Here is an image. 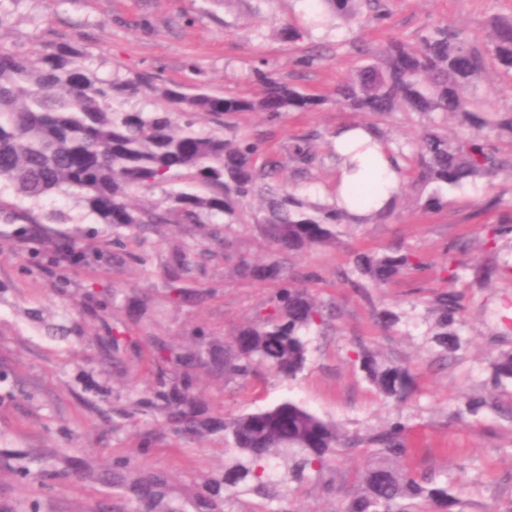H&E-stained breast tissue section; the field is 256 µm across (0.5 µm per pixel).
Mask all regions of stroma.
Here are the masks:
<instances>
[{
  "instance_id": "1",
  "label": "stroma",
  "mask_w": 512,
  "mask_h": 512,
  "mask_svg": "<svg viewBox=\"0 0 512 512\" xmlns=\"http://www.w3.org/2000/svg\"><path fill=\"white\" fill-rule=\"evenodd\" d=\"M311 6V0H15L0 27V48L27 57L73 42L101 77L148 74L189 93L203 80L216 95L256 94L252 70L258 67L328 94L366 63L352 41L374 47L393 38L409 41L430 21L465 28L481 40L492 17L512 16V0H389L383 28L362 29L341 18L334 27L314 28ZM286 23L301 30L299 40L281 37ZM314 51L321 55L314 67H298V59ZM233 124L263 141L280 163L279 179L288 183L294 180L290 146L317 132L311 185L319 189L336 172L329 153L341 126L373 125L405 141L419 132L421 119L408 112L356 114L330 102L276 120L243 112ZM497 198L512 204V171L449 190L442 208L426 212L406 203L386 223L342 224L335 240L283 256L290 276L314 274L309 287L334 316L324 334L313 335L309 363L297 378L261 369L228 380L198 369L196 392L207 415L219 421L289 397L351 434L398 416L409 427L407 465L423 474L447 473L459 488L458 512H507L512 422L464 409L467 398L489 395L512 408V384L496 389L490 382L493 360L512 351V277L483 274L512 259V235L491 249L484 244L486 225L500 217L485 204ZM22 206L39 214L64 211L68 221L57 230L79 237L85 258L58 283L36 263L40 231L0 218V369L9 374L0 383V512H140L132 493L84 475L79 461L87 457L130 459L164 475L172 497L199 491L215 499L218 512H263L256 496L225 499L223 433L186 438L159 411L119 415L148 397L160 369L157 343L188 342L201 331L224 343L274 294L275 284L249 283L234 272L240 260L267 257L259 225L220 228L231 247L203 257L204 240L191 225L159 226L136 241L128 229L95 223L60 195ZM456 243L466 246L472 263L451 284L442 267ZM176 244L191 252L182 284L202 296L171 304L151 286L164 277ZM396 247L421 253L427 269L379 288L352 276L357 253ZM449 288L462 294L465 312L461 345L445 353L429 341V306ZM147 294L153 306L138 314L134 301ZM106 299L107 311L94 309V301ZM380 309L397 313L399 323L379 326L374 313ZM113 329L130 333L132 341L110 353L104 341ZM362 345L411 370L416 390L410 399L385 402L362 377L354 364ZM363 464L362 457L341 455L320 479L289 484L286 512H337L347 479ZM23 467L31 475L17 479Z\"/></svg>"
}]
</instances>
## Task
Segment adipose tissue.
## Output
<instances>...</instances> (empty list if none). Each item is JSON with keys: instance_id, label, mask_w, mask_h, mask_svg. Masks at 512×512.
I'll list each match as a JSON object with an SVG mask.
<instances>
[{"instance_id": "adipose-tissue-1", "label": "adipose tissue", "mask_w": 512, "mask_h": 512, "mask_svg": "<svg viewBox=\"0 0 512 512\" xmlns=\"http://www.w3.org/2000/svg\"><path fill=\"white\" fill-rule=\"evenodd\" d=\"M334 146L345 160L326 192L328 201L357 218L388 207L403 175L387 145L370 128L356 125L339 129Z\"/></svg>"}]
</instances>
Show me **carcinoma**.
<instances>
[{"label": "carcinoma", "instance_id": "cac0c4a2", "mask_svg": "<svg viewBox=\"0 0 512 512\" xmlns=\"http://www.w3.org/2000/svg\"><path fill=\"white\" fill-rule=\"evenodd\" d=\"M337 17L360 15L377 24L389 19L385 0H323ZM82 49L62 44L50 53L19 58L0 49V190L40 200L54 194L76 198L99 224L137 234L160 224H243L262 226L270 248L300 252L336 237V225L347 215L336 207L311 201L298 187L274 180L279 167L265 156L260 140L240 135L230 119L241 112H261L278 119L288 112H309L333 100L350 112L386 115L414 112L424 126L413 143L416 161L412 198L424 210L445 203V191L467 181L512 169L493 139H512V109H490L479 95L478 81L488 66L512 75V18L489 21L484 41L446 23L424 24L409 43L389 40L373 62L336 85L330 95L308 94L272 73L255 69L260 92L218 96L198 88L188 94L177 83L151 77L102 79L86 68ZM466 133L454 138L442 130L448 116ZM205 119L211 127L196 128ZM309 136L295 143L290 157L297 177H307L315 156ZM161 189L156 202L135 203L145 190ZM254 201L260 207L248 211ZM0 213L22 214L28 224H64L67 216L42 217L23 210L0 194ZM485 242L494 244L512 232V213L485 225ZM84 254L75 238L47 255L56 266L78 263ZM356 270L379 288L407 270H424L423 258L407 249L359 253ZM188 254L177 248L173 271L162 283L166 296L185 299L180 275ZM467 269L459 250L448 248L443 271L455 282ZM240 278L276 282V295L254 320L236 330L220 351L200 335L188 347L164 343L162 361L172 367L175 382L161 373L151 389L179 433L211 429L193 394L195 369L211 366L230 378H247L268 369L288 379L302 373L309 360L311 336L323 329L330 309L301 287L275 261H244ZM432 341L444 351L459 346L461 296L452 290L431 302ZM355 364L384 398L406 400L414 379L408 369L358 349ZM494 384L512 381V352L500 353L493 365ZM468 410L488 409L503 416L485 398L466 401ZM224 442L231 447L224 465V490L230 497L252 493L266 501L264 512H284L281 485L318 479L339 453L364 457L355 471V491L340 512H455L459 504L445 474H418L403 465L408 453V426L400 419L365 435H348L292 399L223 422ZM91 480L104 479L117 489L132 488L144 512H182L168 497L167 482L154 475H134L128 460L89 463Z\"/></svg>", "mask_w": 512, "mask_h": 512}]
</instances>
